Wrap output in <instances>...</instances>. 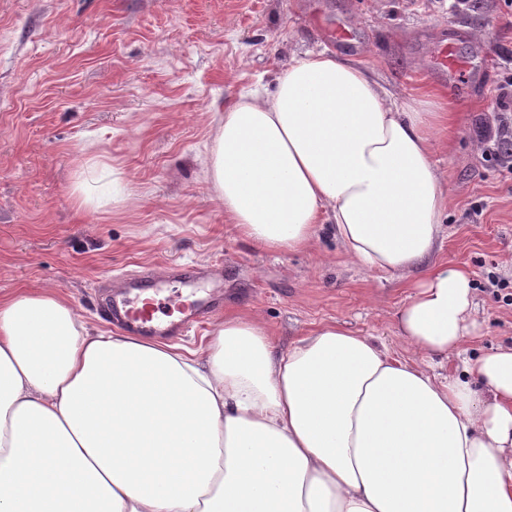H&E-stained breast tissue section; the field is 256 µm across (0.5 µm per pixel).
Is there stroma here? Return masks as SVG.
<instances>
[{
    "instance_id": "1",
    "label": "stroma",
    "mask_w": 512,
    "mask_h": 512,
    "mask_svg": "<svg viewBox=\"0 0 512 512\" xmlns=\"http://www.w3.org/2000/svg\"><path fill=\"white\" fill-rule=\"evenodd\" d=\"M344 27V42L326 33ZM455 43L466 93L428 70L423 47ZM323 49L369 68L395 95L446 93L457 134L437 158L448 219L436 261L468 271L481 303L477 356L512 344V172L479 141L512 80V0H0V296L55 288L94 332L107 278L178 264L224 290L216 318L255 313L281 346L323 323L382 339L407 279L369 272L320 231L302 252L238 236L207 173L214 108ZM106 205L79 208L76 172Z\"/></svg>"
}]
</instances>
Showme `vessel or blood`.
<instances>
[{"mask_svg":"<svg viewBox=\"0 0 512 512\" xmlns=\"http://www.w3.org/2000/svg\"><path fill=\"white\" fill-rule=\"evenodd\" d=\"M430 70L447 77L449 86L460 83L465 62L456 52L454 44L432 46L428 51ZM159 283L153 279L141 281L134 294L109 293L102 296L101 308L112 323L124 331L141 336H166L177 333L188 322L205 317L215 305L211 294L195 298L184 307L179 318L173 319L162 311L158 295Z\"/></svg>","mask_w":512,"mask_h":512,"instance_id":"obj_1","label":"vessel or blood"}]
</instances>
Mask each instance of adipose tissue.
I'll return each mask as SVG.
<instances>
[{"mask_svg": "<svg viewBox=\"0 0 512 512\" xmlns=\"http://www.w3.org/2000/svg\"><path fill=\"white\" fill-rule=\"evenodd\" d=\"M454 130L445 99L326 50L224 105L225 217L275 252L329 226L352 263L410 279L404 355L337 323L284 349L250 313L182 352L90 334L49 288L0 297V512H512V346L467 354L471 277L432 260Z\"/></svg>", "mask_w": 512, "mask_h": 512, "instance_id": "1", "label": "adipose tissue"}]
</instances>
